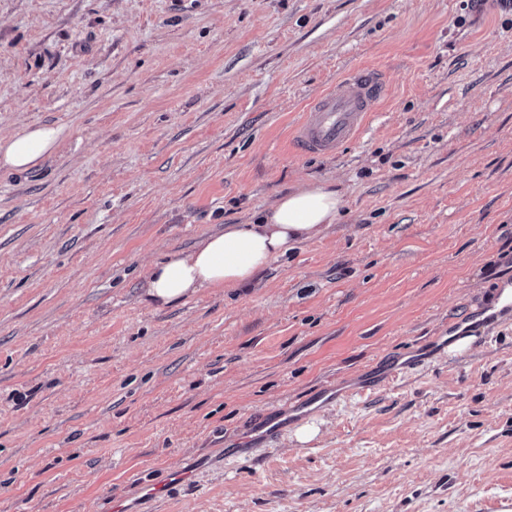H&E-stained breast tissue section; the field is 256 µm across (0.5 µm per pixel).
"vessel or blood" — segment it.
<instances>
[{
	"instance_id": "obj_1",
	"label": "vessel or blood",
	"mask_w": 512,
	"mask_h": 512,
	"mask_svg": "<svg viewBox=\"0 0 512 512\" xmlns=\"http://www.w3.org/2000/svg\"><path fill=\"white\" fill-rule=\"evenodd\" d=\"M385 94L386 83L379 72H353L308 103L293 130L294 148L313 156L337 152L362 133ZM310 409V404L295 402L271 410L263 414L251 437L258 441L274 438Z\"/></svg>"
}]
</instances>
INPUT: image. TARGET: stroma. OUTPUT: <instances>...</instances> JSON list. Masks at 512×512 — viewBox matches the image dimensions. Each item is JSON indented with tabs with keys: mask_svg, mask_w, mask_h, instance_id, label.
<instances>
[{
	"mask_svg": "<svg viewBox=\"0 0 512 512\" xmlns=\"http://www.w3.org/2000/svg\"><path fill=\"white\" fill-rule=\"evenodd\" d=\"M362 66L389 88L362 135L293 153ZM27 124L63 136L0 168V512H512V0H0V134ZM315 182L323 239L143 302L165 252ZM458 329L238 454L270 407Z\"/></svg>",
	"mask_w": 512,
	"mask_h": 512,
	"instance_id": "obj_1",
	"label": "stroma"
}]
</instances>
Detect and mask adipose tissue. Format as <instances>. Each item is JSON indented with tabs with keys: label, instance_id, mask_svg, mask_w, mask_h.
I'll return each mask as SVG.
<instances>
[{
	"label": "adipose tissue",
	"instance_id": "obj_1",
	"mask_svg": "<svg viewBox=\"0 0 512 512\" xmlns=\"http://www.w3.org/2000/svg\"><path fill=\"white\" fill-rule=\"evenodd\" d=\"M61 128L32 125L0 136V168L29 171L56 148ZM335 184L321 182L288 192L265 208L257 221L228 224L191 251H172L152 262L142 297L160 306L188 302L206 288H240L273 260L325 237L341 215Z\"/></svg>",
	"mask_w": 512,
	"mask_h": 512
}]
</instances>
